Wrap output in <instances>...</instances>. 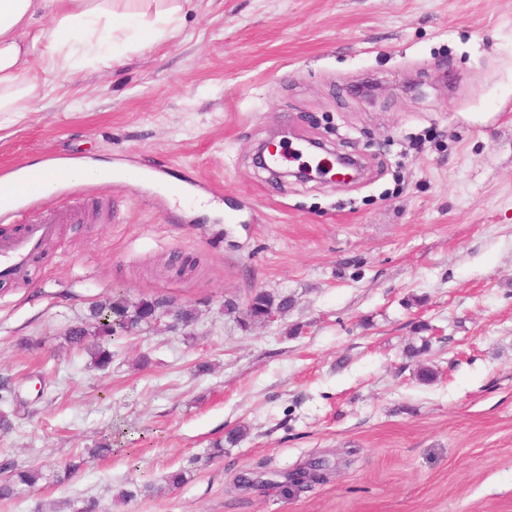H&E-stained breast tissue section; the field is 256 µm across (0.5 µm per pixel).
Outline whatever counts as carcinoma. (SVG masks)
<instances>
[{
    "instance_id": "obj_1",
    "label": "carcinoma",
    "mask_w": 512,
    "mask_h": 512,
    "mask_svg": "<svg viewBox=\"0 0 512 512\" xmlns=\"http://www.w3.org/2000/svg\"><path fill=\"white\" fill-rule=\"evenodd\" d=\"M292 307V300L276 298L268 291H256L251 294L245 307L233 300L224 301V314L234 317L243 329L266 320V314L273 311L282 316ZM174 313L180 326L187 328L194 324L198 314L192 309L175 305L172 299L144 298L135 304H129L121 296L112 297L105 303H95L90 307L89 315L80 323L71 326L64 334L65 343L72 349L84 351L90 357V366L104 369L112 362V351L108 345L118 337L134 333L142 326L153 323ZM249 434V427L238 425L224 435V441L213 443L205 460L191 458L188 466L170 473L166 479V488H176L185 483V475L198 467L199 462L206 464L224 455V447H234ZM3 469L12 471L11 477L0 482V500L11 499L18 494V486L33 488L42 479L38 468L24 467L15 461L3 464ZM72 512H104L100 501L92 496L80 498L72 503Z\"/></svg>"
}]
</instances>
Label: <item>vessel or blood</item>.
<instances>
[{"instance_id": "vessel-or-blood-1", "label": "vessel or blood", "mask_w": 512, "mask_h": 512, "mask_svg": "<svg viewBox=\"0 0 512 512\" xmlns=\"http://www.w3.org/2000/svg\"><path fill=\"white\" fill-rule=\"evenodd\" d=\"M40 192L37 188L14 184L10 204L0 207V222L22 216L24 208L37 205ZM81 215L62 205L47 213L42 219L22 225L12 235L0 237V278L9 279L20 274L37 255L56 237L59 225L81 223Z\"/></svg>"}]
</instances>
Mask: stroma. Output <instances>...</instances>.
I'll use <instances>...</instances> for the list:
<instances>
[{
  "instance_id": "stroma-1",
  "label": "stroma",
  "mask_w": 512,
  "mask_h": 512,
  "mask_svg": "<svg viewBox=\"0 0 512 512\" xmlns=\"http://www.w3.org/2000/svg\"><path fill=\"white\" fill-rule=\"evenodd\" d=\"M278 129L288 169L315 140L363 176L271 181L253 153ZM63 158L112 181L44 195L86 221L0 281V381L26 400L0 463L43 473L0 512H512V0H191L174 39L0 113V173ZM257 290L293 305L241 329L224 302ZM116 294L198 319L98 371L63 336ZM425 340L429 384L405 355ZM243 423L179 488L114 502ZM316 460L326 482L286 486ZM249 427L245 425H238L232 430L228 431L224 435V443L221 441H216L213 443L210 452L208 453V457L203 462V465H207L211 461L216 458H219L224 455V447H234L238 445L241 441H243L249 434Z\"/></svg>"
}]
</instances>
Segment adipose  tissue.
Wrapping results in <instances>:
<instances>
[{
    "label": "adipose tissue",
    "instance_id": "ef3b65f1",
    "mask_svg": "<svg viewBox=\"0 0 512 512\" xmlns=\"http://www.w3.org/2000/svg\"><path fill=\"white\" fill-rule=\"evenodd\" d=\"M189 0H0V112H20L41 86L31 79L90 62L119 63L117 46L175 38Z\"/></svg>",
    "mask_w": 512,
    "mask_h": 512
}]
</instances>
